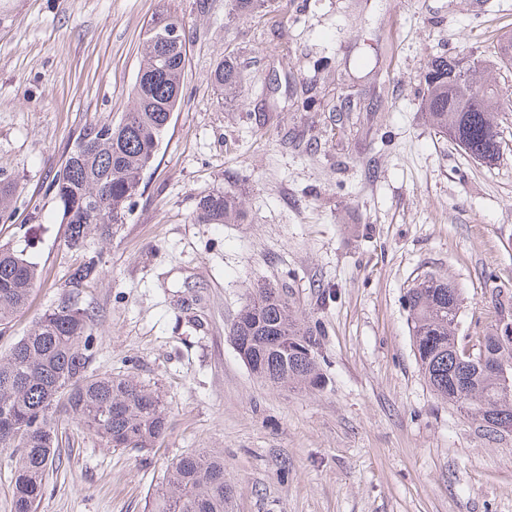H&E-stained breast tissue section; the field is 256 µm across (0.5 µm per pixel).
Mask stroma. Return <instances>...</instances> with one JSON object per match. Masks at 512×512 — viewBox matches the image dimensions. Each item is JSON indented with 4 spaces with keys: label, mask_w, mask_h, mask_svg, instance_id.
<instances>
[{
    "label": "stroma",
    "mask_w": 512,
    "mask_h": 512,
    "mask_svg": "<svg viewBox=\"0 0 512 512\" xmlns=\"http://www.w3.org/2000/svg\"><path fill=\"white\" fill-rule=\"evenodd\" d=\"M193 38L180 108L125 223L93 238V369L161 395L160 447H103L77 421L39 512H145L166 468L224 454L233 512H512V435L484 436L430 390L403 295L424 274L462 293L481 336L512 293V0H168ZM157 0H0V176L18 184L0 245L40 278L0 354L59 298L81 255L46 190L85 125L119 120ZM241 64L235 95L209 75ZM437 55L491 63L504 154L494 166L421 110ZM237 193L239 224H195L198 194ZM41 204L31 221L32 204ZM273 285L321 333L320 389L258 380L230 328Z\"/></svg>",
    "instance_id": "1"
}]
</instances>
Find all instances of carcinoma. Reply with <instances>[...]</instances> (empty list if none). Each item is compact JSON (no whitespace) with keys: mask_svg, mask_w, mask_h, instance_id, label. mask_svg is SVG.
<instances>
[{"mask_svg":"<svg viewBox=\"0 0 512 512\" xmlns=\"http://www.w3.org/2000/svg\"><path fill=\"white\" fill-rule=\"evenodd\" d=\"M176 26L183 41L164 40ZM189 41L183 18L164 8L156 12L142 32L130 108L116 122L80 130L53 175L46 194L66 225L68 248L87 252L89 240L110 235L142 195L144 173L181 104ZM209 80L224 95L235 92L241 82L236 58L224 56ZM424 81L422 111L432 128L453 134L470 158L496 164L502 139L492 119L493 86L463 57H434ZM16 191L14 182L0 179L1 221L12 219ZM242 217L238 196L217 191L198 196L191 221L238 224ZM99 276L95 257H85L69 275L67 290L0 356V454L11 461L12 512H38L64 420L79 421L109 448L131 451L154 448L167 434L168 418L155 391L130 375L90 370L92 317L80 294ZM38 278L36 265L22 252L0 245V326L27 307ZM404 299L415 358L432 392L490 435L496 434L491 424H512V384L500 378L502 366L512 368V318L476 337L469 355L456 336L462 299L452 283L429 274ZM230 335L257 378L283 388L321 382L317 330L293 314L286 291L254 289ZM233 497L224 455L195 450L170 463L165 487L147 512H232Z\"/></svg>","mask_w":512,"mask_h":512,"instance_id":"obj_1","label":"carcinoma"}]
</instances>
